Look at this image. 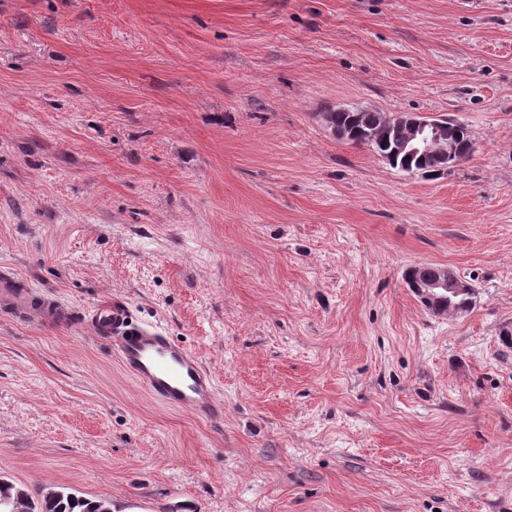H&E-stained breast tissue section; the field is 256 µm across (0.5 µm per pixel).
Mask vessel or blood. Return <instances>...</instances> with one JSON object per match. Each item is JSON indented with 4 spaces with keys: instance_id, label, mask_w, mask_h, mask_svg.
I'll return each instance as SVG.
<instances>
[{
    "instance_id": "vessel-or-blood-1",
    "label": "vessel or blood",
    "mask_w": 512,
    "mask_h": 512,
    "mask_svg": "<svg viewBox=\"0 0 512 512\" xmlns=\"http://www.w3.org/2000/svg\"><path fill=\"white\" fill-rule=\"evenodd\" d=\"M0 311L60 326H89L95 335L111 338L124 372L157 401L204 418L224 414L215 378L199 356L160 327L133 322L125 304L104 302L77 310L0 268Z\"/></svg>"
}]
</instances>
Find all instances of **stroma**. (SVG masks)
Instances as JSON below:
<instances>
[{
	"label": "stroma",
	"mask_w": 512,
	"mask_h": 512,
	"mask_svg": "<svg viewBox=\"0 0 512 512\" xmlns=\"http://www.w3.org/2000/svg\"><path fill=\"white\" fill-rule=\"evenodd\" d=\"M446 115L408 175L336 108ZM477 291L436 315L411 267ZM125 303L224 416L0 313V476L123 512H512V0H0V266Z\"/></svg>",
	"instance_id": "1"
}]
</instances>
